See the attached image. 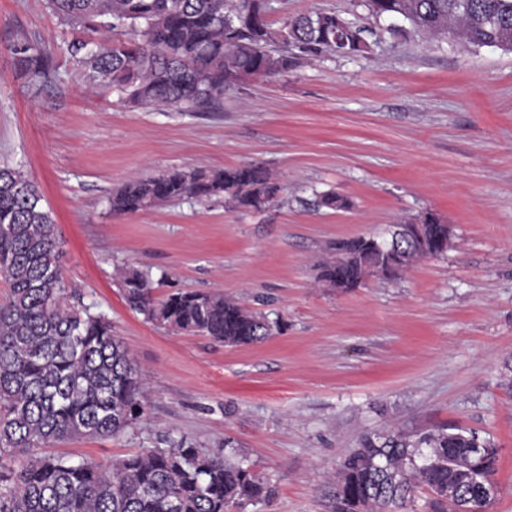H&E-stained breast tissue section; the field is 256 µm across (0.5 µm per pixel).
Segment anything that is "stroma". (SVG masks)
I'll use <instances>...</instances> for the list:
<instances>
[{"label": "stroma", "mask_w": 512, "mask_h": 512, "mask_svg": "<svg viewBox=\"0 0 512 512\" xmlns=\"http://www.w3.org/2000/svg\"><path fill=\"white\" fill-rule=\"evenodd\" d=\"M266 5L275 28L336 12L374 29L371 49L308 55L232 84L220 111L180 112L91 83L66 45L98 33L46 0H0V166L22 169L52 213L67 303L105 314L145 379L144 414L120 437L49 450L106 464L184 437L268 479L245 512H334L338 460L362 435L451 425L495 445L487 512H512V52L392 37L358 0ZM21 39L51 48L54 84L28 87L10 51ZM239 165L274 174L281 202L110 209L133 178ZM328 192L347 208L320 206ZM425 211L452 229L442 255L349 290L320 280L337 239ZM131 267L157 296L218 293L284 328L242 346L166 330L126 304Z\"/></svg>", "instance_id": "1"}]
</instances>
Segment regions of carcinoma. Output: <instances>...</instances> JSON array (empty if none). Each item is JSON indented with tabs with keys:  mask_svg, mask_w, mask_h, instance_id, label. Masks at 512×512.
Instances as JSON below:
<instances>
[{
	"mask_svg": "<svg viewBox=\"0 0 512 512\" xmlns=\"http://www.w3.org/2000/svg\"><path fill=\"white\" fill-rule=\"evenodd\" d=\"M46 2L60 20L103 36L67 46L91 81L132 103L181 112L214 108L229 81L276 76L303 55L370 50L369 29L332 11L273 30L260 0ZM364 6L374 17L407 21L415 34L451 32L512 52V0H364ZM10 50L31 87L56 81L51 50L26 40ZM221 193L235 209L260 210L279 203L282 186L249 165L173 170L130 180L112 193L110 206L116 214L137 213ZM422 235L434 255L448 248V225L426 211L388 239L337 240L336 257L319 279L346 289L369 275L395 279L425 257ZM0 274L10 282V297L0 305V512H227L271 493L250 467L183 438L105 466L41 452L66 437L124 433L144 414L142 381L105 315L66 305L54 220L39 188L8 166H0ZM122 288L147 320L229 346L260 343L280 326L219 294L178 290L158 299L137 269L124 271ZM475 447V436L456 428L365 435L340 461L336 512H394L422 487L439 512H449L448 493L457 487L470 512H486L474 491L494 476L498 451L477 458L468 454Z\"/></svg>",
	"mask_w": 512,
	"mask_h": 512,
	"instance_id": "cac0c4a2",
	"label": "carcinoma"
}]
</instances>
